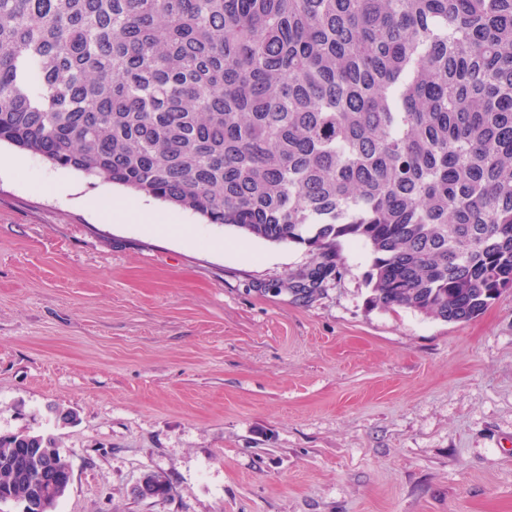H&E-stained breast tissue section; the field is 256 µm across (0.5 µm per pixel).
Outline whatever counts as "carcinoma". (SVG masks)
<instances>
[{
	"mask_svg": "<svg viewBox=\"0 0 512 512\" xmlns=\"http://www.w3.org/2000/svg\"><path fill=\"white\" fill-rule=\"evenodd\" d=\"M316 255L371 301L471 320L512 284V0H0V143ZM70 465L0 435V496ZM138 497L166 499L148 474Z\"/></svg>",
	"mask_w": 512,
	"mask_h": 512,
	"instance_id": "carcinoma-1",
	"label": "carcinoma"
}]
</instances>
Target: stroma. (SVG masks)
<instances>
[{
	"instance_id": "stroma-1",
	"label": "stroma",
	"mask_w": 512,
	"mask_h": 512,
	"mask_svg": "<svg viewBox=\"0 0 512 512\" xmlns=\"http://www.w3.org/2000/svg\"><path fill=\"white\" fill-rule=\"evenodd\" d=\"M0 155V434L56 439L55 512H512V288L460 323L381 309L347 241L303 298L305 246L157 199L168 232L115 223L84 198L135 192ZM143 484H139L134 489V494L138 497L154 495V498L166 499L171 494L170 485L160 476L148 474L142 479Z\"/></svg>"
}]
</instances>
